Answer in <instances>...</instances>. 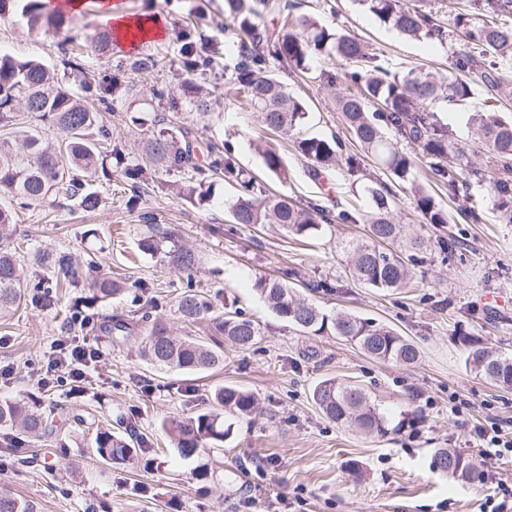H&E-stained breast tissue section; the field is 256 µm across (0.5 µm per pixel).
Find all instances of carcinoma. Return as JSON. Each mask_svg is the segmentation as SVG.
<instances>
[{
  "mask_svg": "<svg viewBox=\"0 0 512 512\" xmlns=\"http://www.w3.org/2000/svg\"><path fill=\"white\" fill-rule=\"evenodd\" d=\"M358 4L381 23L409 39L453 41L458 45L457 67L477 78L487 91H500L503 76L512 69V0H470L469 8L446 22L437 11L406 8L401 0H358ZM224 11L235 21L231 32L233 85L252 110L259 113L270 130L287 133L298 129L308 115L301 100L272 73L270 64L281 63L294 72L306 73L314 59L324 56L348 67L339 76L330 72L325 79L336 87V108L353 133L362 154H346L337 137H305L296 141V150L308 163V175L320 180L327 170L343 167L351 176L363 170L370 160L386 178H366L361 182L367 210L342 209L333 213L326 206L310 203L301 207L285 196L269 193L254 176L240 170L229 150L211 143V156L205 166H194L196 181L223 175L235 186L237 196L231 205L233 223L252 226L277 224L295 240L303 242L319 235L322 225L337 218L345 223L368 225L366 238L343 246L351 278L365 288L394 291L412 279L430 242L420 236H402L395 218L398 193L413 192L416 210L429 224H447V211L418 181L417 162L428 163V175L446 189L448 198L468 201L466 219L479 223L480 203L473 200L471 183L494 175L492 194L502 224H512V120L496 113L473 112L468 117L472 137L488 147L485 166L473 165L464 147L453 142L448 126L439 123L431 106L439 101L455 103L468 98L471 84L461 77L438 79L420 68L404 74L393 72L371 45L348 33L334 32L311 16L297 12V5L286 0H224ZM21 14L34 27L42 20L58 16L46 11L42 0H24ZM276 22L268 25L265 17ZM99 52L100 66L87 73L83 56L63 53L61 65L80 77L78 90L54 82L49 69L36 59H16L0 55V127L10 126L12 112L23 103L35 120L56 127L61 134L57 147L42 143L38 127L12 129L0 137V199L16 200L24 206L41 205L63 196L84 212L99 207L98 193L85 188L81 171L112 181L114 162L130 187L139 193L147 185L146 168L127 163L121 143L112 140L103 113L114 111V97L120 84L112 76V33L90 34ZM202 34L189 27L178 31L176 42L181 70L205 75L215 69L216 60L203 52L198 41ZM166 56L151 54L136 59L132 66L140 72L160 71ZM192 131L161 129L148 144V162L155 167L178 169L188 163L192 152ZM411 145L408 153L401 144ZM14 231L13 215L0 206V321L13 317L26 300L23 267L11 249L4 245ZM139 250L160 256L179 269L189 270L196 261L192 249L170 234H151L139 240ZM43 264L58 269L65 277L75 276L73 261L67 255L46 256ZM255 290L266 307L282 321L305 334L331 332L353 344L367 356L384 362L413 364L419 349L395 329L358 315L339 312L327 316L314 303L297 294L285 278L263 276ZM89 300L108 302L124 291L121 282L100 276L88 282ZM177 312L190 323L211 321L214 335L176 337L155 319L141 356L156 368L183 373H204L217 369L224 360V339L240 349L262 341L261 325L237 312L218 313L212 302L199 291L189 289L177 300ZM458 342L465 347V364L483 378L512 388V357L482 347L484 340L461 331ZM312 400L321 414L338 426H354L376 437L399 430L405 420H391L365 390L335 377L318 381ZM255 395L235 385L214 389L207 397L208 408L182 419L169 421L164 429L180 454L190 456L207 448H217L231 432L234 418L243 419L256 409ZM94 422L75 414L57 423L42 411L37 397L19 404L0 400V428L19 432L27 443L61 442L73 431L91 428ZM120 438L108 428L95 434V454L106 462L128 461L151 452L136 428H126ZM436 467L468 481L483 477L480 464L462 453L442 450L435 455ZM0 512H34L30 501L0 488Z\"/></svg>",
  "mask_w": 512,
  "mask_h": 512,
  "instance_id": "1",
  "label": "carcinoma"
}]
</instances>
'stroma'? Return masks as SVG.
<instances>
[{
	"label": "stroma",
	"instance_id": "1",
	"mask_svg": "<svg viewBox=\"0 0 512 512\" xmlns=\"http://www.w3.org/2000/svg\"><path fill=\"white\" fill-rule=\"evenodd\" d=\"M127 14L164 15L162 38L114 50V75L123 92L110 118L112 138L125 148L128 163L144 162L146 144L157 128L191 127L200 141L225 146L237 166L264 176L275 194L305 205L329 198L349 206L353 179L335 170L315 181L295 150V138L264 129L256 112L227 95L233 71L216 68L208 76L169 71L135 73L130 64L157 52L176 56L175 33L192 24L208 38L206 50L223 57L230 48L224 0H115ZM84 0L77 13H64L60 25H27L20 12L0 15V52L36 58L59 68L62 49L78 47L87 65L97 66L91 33L104 29L95 7ZM304 10L330 30L350 32L368 41L403 73L416 64L437 76L454 72L453 46L411 40L381 24L353 0H305ZM325 61L309 74L280 71L290 92L307 107L305 137L335 136L346 152L359 147L343 124L334 90L320 76ZM170 84L180 111H161L152 90ZM204 100L196 108L195 100ZM492 106L512 117V96L489 99L481 86L458 105L437 103L434 115L447 124L454 141L468 149L476 166L488 150L472 142L468 116ZM148 117L145 125L135 124ZM282 156L284 174L266 172L263 147ZM189 174L156 169L151 182L132 197L121 173L94 182L102 204L94 213L70 201L16 209L9 240L30 283L53 281L52 269L32 262L44 250L71 255L77 262L95 257L100 272L121 280L123 294L108 303H88L86 283L57 290L51 306L30 303L0 325V364L12 368L0 382V399L40 398L72 414L94 413L108 423L135 424L152 447L137 465L112 464L93 453L95 434L77 430L53 452L24 445L6 450L0 429V486L31 501L36 512H481L493 488L467 482L438 470L434 451L453 448L478 456L475 427L487 420H512V389L501 388L465 365L454 341L459 331L483 337L493 351L512 356V224L499 223L489 181L474 184L483 205L478 224L461 221L466 204L444 200L450 224H427L408 194H400L395 217L407 235L431 240L455 237L464 246L446 255L432 250L415 269V286L380 292L354 283L342 247L364 236L362 224L324 225L308 245L295 243L276 224L256 227L231 223L232 189L217 180L204 184L200 196L187 199L179 188ZM174 232L190 247L197 264L184 273L141 253L140 239L152 232ZM289 271L293 283L314 277L332 280L336 290L316 294L327 314L354 313L396 329L413 341L420 358L412 365L379 362L333 335L304 334L277 319L254 289L257 278ZM210 296L216 309L228 308L260 321L265 336L249 349L225 346L217 370L184 375L149 365L140 355L150 332L149 318H160L175 336L207 337V323H188L176 311L187 288ZM132 319L135 328L120 344L101 330L113 316ZM98 348V363L85 368L80 385L62 379L44 382L46 363L57 339ZM336 377L363 387L392 420L415 413L412 426L378 438L328 422L312 401L323 378ZM236 385L255 393L259 410L235 422L223 446L194 456L180 455L163 425L196 414L210 392Z\"/></svg>",
	"mask_w": 512,
	"mask_h": 512
}]
</instances>
